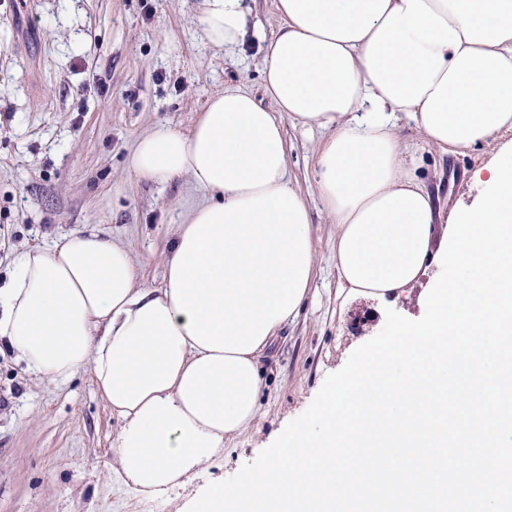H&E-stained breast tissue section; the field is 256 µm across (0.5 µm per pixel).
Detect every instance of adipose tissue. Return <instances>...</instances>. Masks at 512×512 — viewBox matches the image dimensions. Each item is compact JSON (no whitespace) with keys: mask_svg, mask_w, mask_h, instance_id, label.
I'll use <instances>...</instances> for the list:
<instances>
[{"mask_svg":"<svg viewBox=\"0 0 512 512\" xmlns=\"http://www.w3.org/2000/svg\"><path fill=\"white\" fill-rule=\"evenodd\" d=\"M262 87L212 96L189 133L142 136L138 179L190 177L210 198L178 225L159 287L101 230L18 252L0 344L31 376L91 367L121 425L115 475L159 497L257 419L261 359L314 278L310 211L288 176L285 120L326 130L317 189L341 291L411 297L434 260L432 196L397 135L407 117L455 155L512 132V0H276ZM206 42L236 55L245 0H202Z\"/></svg>","mask_w":512,"mask_h":512,"instance_id":"obj_1","label":"adipose tissue"}]
</instances>
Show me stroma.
Returning a JSON list of instances; mask_svg holds the SVG:
<instances>
[{
	"mask_svg": "<svg viewBox=\"0 0 512 512\" xmlns=\"http://www.w3.org/2000/svg\"><path fill=\"white\" fill-rule=\"evenodd\" d=\"M0 7V286L21 250L97 227L126 247L143 283L160 286L178 224L207 193L186 177L139 180L127 169L138 139L188 131L227 87L261 95L262 48L282 19L275 0H248L256 26L238 56L206 45L201 0H20ZM397 134L416 152L438 221L477 204L505 138L447 156L407 118ZM288 172L306 198L316 249L314 290L262 361L254 424L186 485L144 499L111 477L118 418L91 369L66 385L28 375L0 355V512H187L206 486L235 475L311 404L326 377L380 332L383 302L337 299L336 226L317 195L326 133L287 123Z\"/></svg>",
	"mask_w": 512,
	"mask_h": 512,
	"instance_id": "obj_1",
	"label": "stroma"
}]
</instances>
